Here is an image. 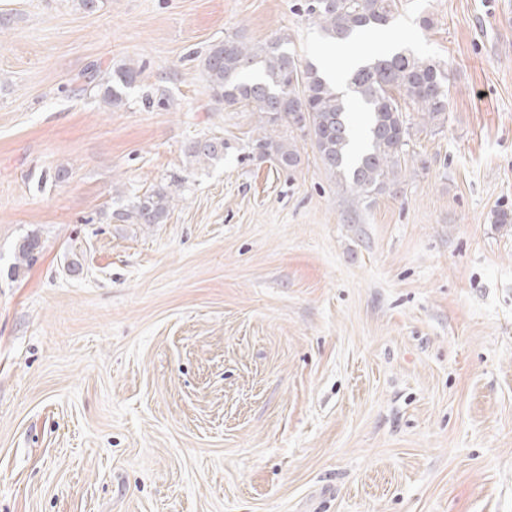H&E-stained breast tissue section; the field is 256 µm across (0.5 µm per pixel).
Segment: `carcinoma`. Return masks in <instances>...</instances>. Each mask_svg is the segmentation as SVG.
I'll return each instance as SVG.
<instances>
[{
	"label": "carcinoma",
	"mask_w": 512,
	"mask_h": 512,
	"mask_svg": "<svg viewBox=\"0 0 512 512\" xmlns=\"http://www.w3.org/2000/svg\"><path fill=\"white\" fill-rule=\"evenodd\" d=\"M397 10L396 0H305L304 12L330 41L350 39L361 30L385 31ZM208 90L217 103L248 106L275 129L288 127L308 137L323 168L358 199L384 194L399 180L411 141L410 113L424 124L444 123L448 112V73L435 61L409 50L370 52L357 60L344 83L333 82L308 66L281 41L250 45L226 39L209 49L204 60ZM131 63L96 68L84 76L109 108L124 104L126 90L138 77ZM256 149L274 157L280 168L296 169V142L265 134ZM192 164L209 166L224 159V139L189 142ZM175 204L167 189H152L112 213L128 224H163ZM38 237L23 238L15 251L13 274L35 260Z\"/></svg>",
	"instance_id": "carcinoma-1"
}]
</instances>
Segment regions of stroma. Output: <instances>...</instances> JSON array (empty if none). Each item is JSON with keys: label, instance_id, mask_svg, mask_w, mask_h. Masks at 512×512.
Segmentation results:
<instances>
[{"label": "stroma", "instance_id": "obj_1", "mask_svg": "<svg viewBox=\"0 0 512 512\" xmlns=\"http://www.w3.org/2000/svg\"><path fill=\"white\" fill-rule=\"evenodd\" d=\"M397 5L352 52L439 62L448 112L356 202L206 88L232 36L314 63L299 0H0V512H512V0ZM125 61L111 110L82 75ZM256 149L263 155L274 157L281 169L294 170L300 162L301 156L294 140L276 139L272 134H264L255 141ZM184 153L192 164L212 165L224 158V139L209 137L190 141L185 146ZM175 201V196L167 189H152L136 196L127 208L113 211L112 217L118 222L128 224H162L173 209ZM39 248V239L34 235H28L19 242L15 251V263L12 267L14 276H19L22 270L34 262Z\"/></svg>", "mask_w": 512, "mask_h": 512}]
</instances>
